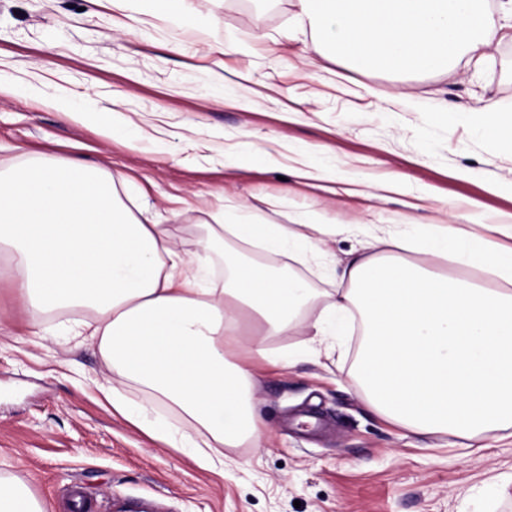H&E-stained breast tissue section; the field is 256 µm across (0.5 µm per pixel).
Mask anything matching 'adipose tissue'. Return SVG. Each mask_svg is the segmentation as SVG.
Listing matches in <instances>:
<instances>
[{
    "mask_svg": "<svg viewBox=\"0 0 512 512\" xmlns=\"http://www.w3.org/2000/svg\"><path fill=\"white\" fill-rule=\"evenodd\" d=\"M299 0L313 50L397 75L427 74L460 58L483 60L492 37L512 29V0ZM489 139L512 148V112L494 98L459 114ZM496 240L454 224L420 236L387 226L374 231L383 257L359 256L343 276L350 286L319 302L307 284L224 253L226 237L247 246L288 250L306 263L319 257L332 224L304 234L257 216L245 224L215 215L186 257L166 225L134 215L114 183L81 161L24 162L0 169V259L41 332L46 314L87 309L74 333L96 342L112 368L100 387L113 409L173 448L193 449L210 466L214 448L262 447L253 413L250 370L236 361L246 326L262 340L247 350L273 363L264 337L297 329L320 305L308 340L319 353L347 319L362 338L354 377L384 419L416 433L468 439L512 428V224ZM427 256L412 264L400 253ZM226 257L221 287L204 284L214 255ZM444 262L491 271L497 285L438 272ZM135 384L166 402L176 422L150 421V406L128 405L121 386Z\"/></svg>",
    "mask_w": 512,
    "mask_h": 512,
    "instance_id": "obj_1",
    "label": "adipose tissue"
}]
</instances>
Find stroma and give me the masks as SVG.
<instances>
[{
	"mask_svg": "<svg viewBox=\"0 0 512 512\" xmlns=\"http://www.w3.org/2000/svg\"><path fill=\"white\" fill-rule=\"evenodd\" d=\"M298 0H189L178 21L130 0H0V166L33 158L80 160L111 175L131 209L149 208L185 256L223 207L268 198L281 224H334L323 258L250 252L304 277L318 295L340 286L356 224L449 223L489 235L512 220V151L446 112L487 97L512 105V38L499 32L481 68L460 61L421 76L356 70L318 58ZM38 85L43 96L26 89ZM406 92L411 104H392ZM116 105L130 126L63 119L56 96ZM352 182L333 193L329 175ZM400 187H391L393 178ZM0 475L22 483L44 512H69L84 488L96 512L131 499L150 512H512V436L486 432L480 447L454 434L409 432L375 413L352 377L349 336L329 355L309 336H270L292 366H256L254 398L269 439L224 451L200 467L115 412L96 387L111 370L96 346L70 337L88 312L48 314L33 335L0 272Z\"/></svg>",
	"mask_w": 512,
	"mask_h": 512,
	"instance_id": "35a3bbf8",
	"label": "stroma"
}]
</instances>
